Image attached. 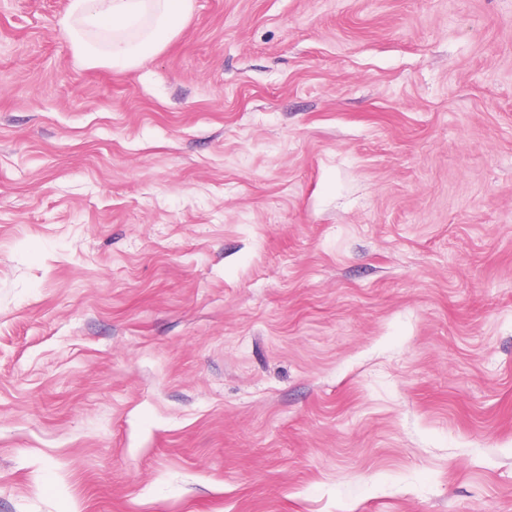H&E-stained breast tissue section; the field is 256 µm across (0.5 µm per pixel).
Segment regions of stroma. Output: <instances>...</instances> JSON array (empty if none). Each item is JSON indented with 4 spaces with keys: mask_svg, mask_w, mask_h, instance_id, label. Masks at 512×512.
<instances>
[{
    "mask_svg": "<svg viewBox=\"0 0 512 512\" xmlns=\"http://www.w3.org/2000/svg\"><path fill=\"white\" fill-rule=\"evenodd\" d=\"M67 4L0 0V512H512V0ZM193 0H69L60 35L87 65L125 70L181 28Z\"/></svg>",
    "mask_w": 512,
    "mask_h": 512,
    "instance_id": "35a3bbf8",
    "label": "stroma"
}]
</instances>
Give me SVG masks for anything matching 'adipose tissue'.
<instances>
[{
    "instance_id": "adipose-tissue-1",
    "label": "adipose tissue",
    "mask_w": 512,
    "mask_h": 512,
    "mask_svg": "<svg viewBox=\"0 0 512 512\" xmlns=\"http://www.w3.org/2000/svg\"><path fill=\"white\" fill-rule=\"evenodd\" d=\"M193 0H68L60 35L88 65L137 66L182 27Z\"/></svg>"
}]
</instances>
